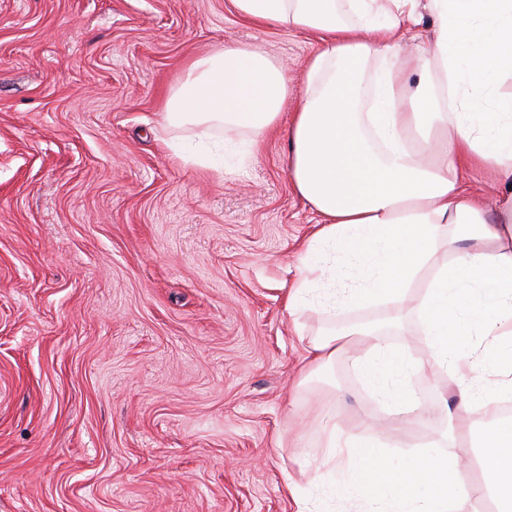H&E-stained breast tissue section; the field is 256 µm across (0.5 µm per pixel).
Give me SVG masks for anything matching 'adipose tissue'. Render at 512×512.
I'll list each match as a JSON object with an SVG mask.
<instances>
[{"label":"adipose tissue","mask_w":512,"mask_h":512,"mask_svg":"<svg viewBox=\"0 0 512 512\" xmlns=\"http://www.w3.org/2000/svg\"><path fill=\"white\" fill-rule=\"evenodd\" d=\"M420 2L232 0L249 21L316 44L287 161L294 189L322 218L315 241L338 245L358 269L328 316L351 304H403L421 272L432 271L417 308L425 359L353 326L348 334L367 345L356 360L361 378L397 410L430 418L411 377L432 367L488 422L472 484L460 480L467 462L452 451L390 469L372 428L347 435L329 416L323 470H343L368 506L371 476L385 473L391 512H461L488 499L512 512V418L495 412L512 398V189L491 214L466 189L480 166L512 186V96L496 111L471 110L475 97L512 81V0H428L435 27L411 82L402 39L423 38ZM291 91L283 61L228 44L186 66L164 120L193 126L202 139L217 128L255 139L275 126ZM441 245L451 259L431 267Z\"/></svg>","instance_id":"1"}]
</instances>
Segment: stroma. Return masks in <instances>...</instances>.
I'll list each match as a JSON object with an SVG mask.
<instances>
[{
	"label": "stroma",
	"instance_id": "1",
	"mask_svg": "<svg viewBox=\"0 0 512 512\" xmlns=\"http://www.w3.org/2000/svg\"><path fill=\"white\" fill-rule=\"evenodd\" d=\"M227 44L284 60L293 92L196 164L164 103ZM313 50L231 0H0V512H297L291 480L354 512L358 487L316 477L324 414L374 424L394 469L450 444L442 372L415 378L430 423L368 391L359 343L303 372L309 338L392 315L286 308L320 221L287 167ZM417 302L386 342L419 357Z\"/></svg>",
	"mask_w": 512,
	"mask_h": 512
}]
</instances>
